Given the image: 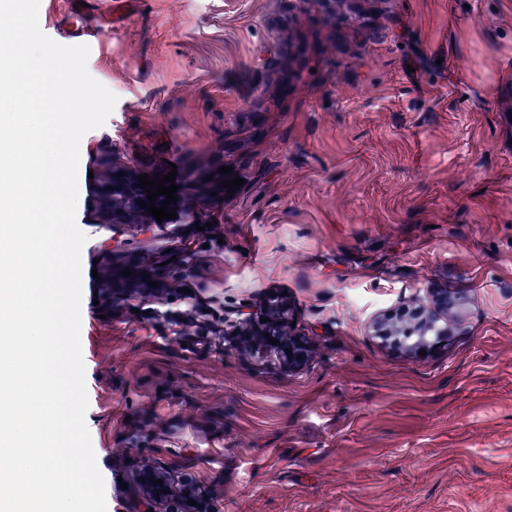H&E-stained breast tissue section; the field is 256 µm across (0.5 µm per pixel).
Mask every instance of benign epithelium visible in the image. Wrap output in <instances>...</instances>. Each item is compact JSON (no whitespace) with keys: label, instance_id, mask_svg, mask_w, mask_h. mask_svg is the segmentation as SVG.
Masks as SVG:
<instances>
[{"label":"benign epithelium","instance_id":"obj_1","mask_svg":"<svg viewBox=\"0 0 512 512\" xmlns=\"http://www.w3.org/2000/svg\"><path fill=\"white\" fill-rule=\"evenodd\" d=\"M138 179L120 163L112 162V178L101 182V195L106 202L103 209L105 224H136L138 216L144 211L138 201L146 205L162 206L164 195L156 201L147 200V193L135 186ZM185 255L171 251H140L138 256L126 249H110L105 252V262L112 271L127 270L131 275L124 277L120 288H106L103 293L104 304L114 306L124 303L134 294L144 292L162 294L171 285L169 269L181 265ZM157 283L153 288L150 283ZM457 306L456 297L446 290H437L431 294V307L401 305L391 320L380 319L373 323L378 336L393 338V343L409 352H419L448 340V312ZM222 326L244 340H256L268 351H273L293 369L302 365L307 357L302 337L292 335L287 324L280 319H271L265 323L254 324L251 317L244 316L241 308L226 309L221 320ZM279 340V344L268 343V338ZM163 484H157V481ZM134 493L138 495L139 512H198L196 506L188 501H199L196 481L188 474L182 476L179 488H174L170 469L164 465H146L138 469L134 476Z\"/></svg>","mask_w":512,"mask_h":512}]
</instances>
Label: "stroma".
<instances>
[{"mask_svg": "<svg viewBox=\"0 0 512 512\" xmlns=\"http://www.w3.org/2000/svg\"><path fill=\"white\" fill-rule=\"evenodd\" d=\"M85 2L88 70L117 97L77 205L107 512H137L157 462L196 475L203 512H512V0ZM116 159L176 170L175 218L101 223ZM114 245L187 263L110 310L92 282ZM444 288L447 343L373 336ZM195 305L283 308L309 359L175 332Z\"/></svg>", "mask_w": 512, "mask_h": 512, "instance_id": "35a3bbf8", "label": "stroma"}]
</instances>
